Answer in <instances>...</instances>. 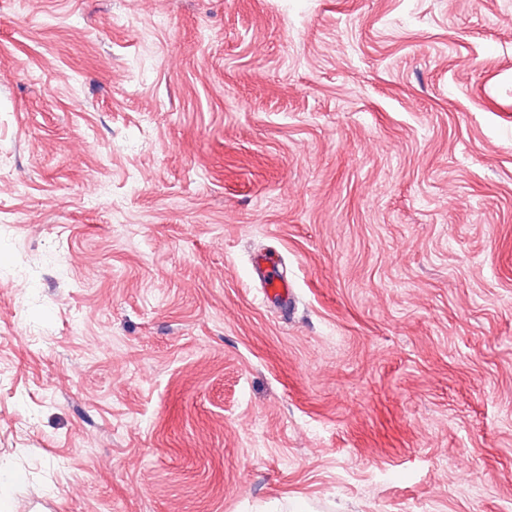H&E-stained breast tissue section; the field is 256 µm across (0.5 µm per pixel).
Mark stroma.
<instances>
[{
  "label": "stroma",
  "instance_id": "obj_1",
  "mask_svg": "<svg viewBox=\"0 0 512 512\" xmlns=\"http://www.w3.org/2000/svg\"><path fill=\"white\" fill-rule=\"evenodd\" d=\"M0 474L512 512V0H0Z\"/></svg>",
  "mask_w": 512,
  "mask_h": 512
}]
</instances>
